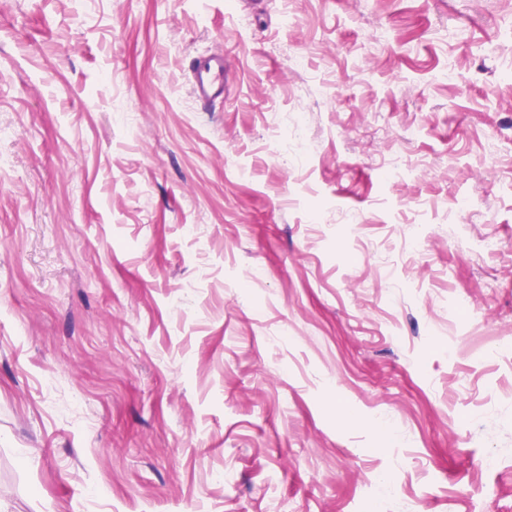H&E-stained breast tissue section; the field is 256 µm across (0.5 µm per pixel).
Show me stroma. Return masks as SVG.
<instances>
[{
  "label": "stroma",
  "instance_id": "obj_1",
  "mask_svg": "<svg viewBox=\"0 0 512 512\" xmlns=\"http://www.w3.org/2000/svg\"><path fill=\"white\" fill-rule=\"evenodd\" d=\"M509 73L512 0H0V512H512ZM227 63L224 56L211 55L197 59L191 68L192 94L197 101L208 103L224 94Z\"/></svg>",
  "mask_w": 512,
  "mask_h": 512
}]
</instances>
